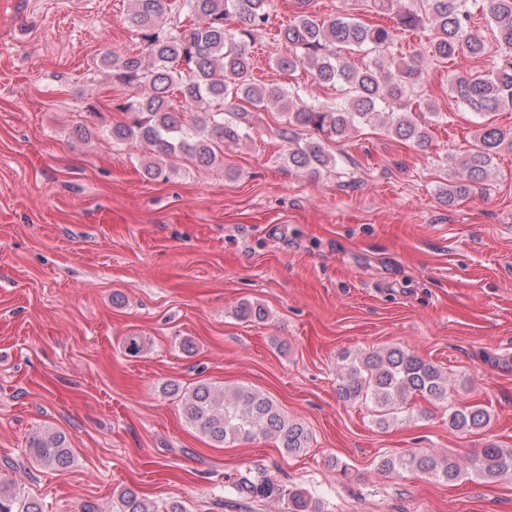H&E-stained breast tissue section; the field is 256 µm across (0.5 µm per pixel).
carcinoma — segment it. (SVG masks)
Masks as SVG:
<instances>
[{
  "mask_svg": "<svg viewBox=\"0 0 512 512\" xmlns=\"http://www.w3.org/2000/svg\"><path fill=\"white\" fill-rule=\"evenodd\" d=\"M310 2L297 0V15L279 31L291 53L277 58L276 65L284 72L307 66L319 86L342 92L333 104L305 100V90L299 86L258 83L253 78L252 48L268 27L272 0H131L128 23L139 36L141 49L134 55L104 54V62L112 66L113 82L132 90L118 105L128 121L112 126V140H136L160 155H184L200 166H210L225 143L246 136L240 124L224 118L226 111L238 112L235 101L244 100L256 110L273 107L284 114L286 123L279 137L288 144V164L300 169L336 164L323 140L296 144L303 129L328 139L341 138L380 119L389 134L428 148L430 135L409 114L406 103L422 81L423 69L420 61L397 50L398 31L430 29L425 52L436 60L481 58L487 47L470 26V0H409L398 10L395 28L364 24L347 15L319 18L309 11ZM480 9L492 25L498 61L488 75H456L450 92L469 112L484 119L512 111V0H481ZM230 16L237 19L233 29L226 26ZM348 51L364 53L369 63L362 68L351 64L344 56ZM177 95L188 105L209 107L210 130L173 103ZM505 148L512 151V131L481 123L460 160L462 178L446 192L448 202L481 189ZM337 394L372 405L376 425L382 429L406 420L409 402L417 398L448 412V427L456 431L481 428L490 421L486 409L452 402L448 375L439 366L400 348L344 355ZM182 412L188 424L217 445L262 438L274 440L290 455L309 448L310 433L304 425L248 386L217 391L200 383L183 395ZM25 454L45 468H65L72 461L66 437L59 432L34 436ZM378 467L386 473L420 472L448 484L471 475L494 483L512 476V448L489 444L474 454L466 468L451 453L388 455L379 459ZM232 488L253 498H286L288 512H311L302 492L284 489L264 472L243 475ZM0 512L43 509L36 499L1 480ZM112 512L160 510L125 489L112 500Z\"/></svg>",
  "mask_w": 512,
  "mask_h": 512,
  "instance_id": "carcinoma-1",
  "label": "carcinoma"
}]
</instances>
